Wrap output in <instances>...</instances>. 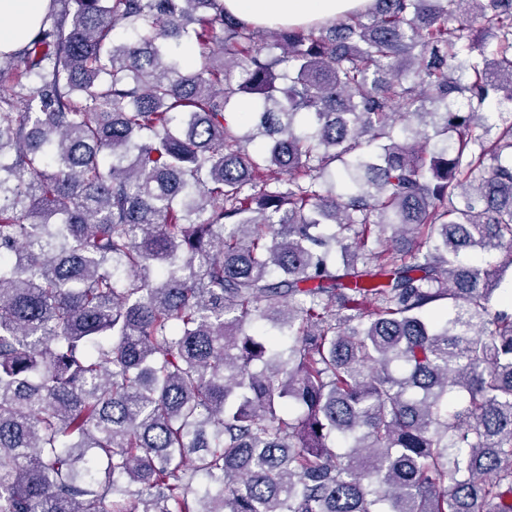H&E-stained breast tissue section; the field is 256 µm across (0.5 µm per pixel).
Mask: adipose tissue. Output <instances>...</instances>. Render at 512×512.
Listing matches in <instances>:
<instances>
[{
	"label": "adipose tissue",
	"mask_w": 512,
	"mask_h": 512,
	"mask_svg": "<svg viewBox=\"0 0 512 512\" xmlns=\"http://www.w3.org/2000/svg\"><path fill=\"white\" fill-rule=\"evenodd\" d=\"M374 0H224L226 11L260 25H310L363 11ZM49 0H0V50L19 48L48 9Z\"/></svg>",
	"instance_id": "obj_1"
}]
</instances>
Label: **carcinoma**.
<instances>
[{"label":"carcinoma","mask_w":512,"mask_h":512,"mask_svg":"<svg viewBox=\"0 0 512 512\" xmlns=\"http://www.w3.org/2000/svg\"><path fill=\"white\" fill-rule=\"evenodd\" d=\"M510 268L512 0H51L0 51V512H512ZM374 0H224V10L260 26L310 25L364 11Z\"/></svg>","instance_id":"cac0c4a2"}]
</instances>
